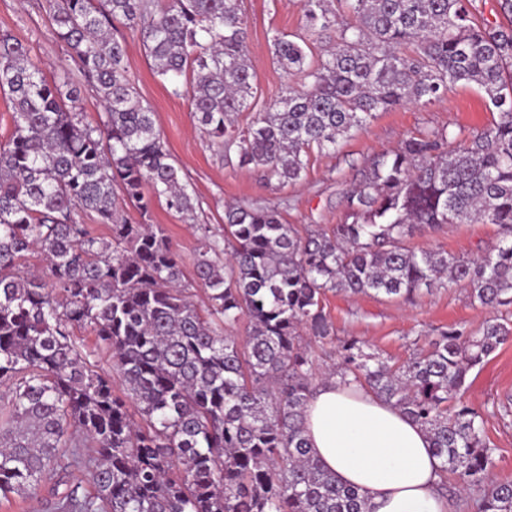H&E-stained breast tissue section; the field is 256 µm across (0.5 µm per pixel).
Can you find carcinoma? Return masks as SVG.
I'll return each mask as SVG.
<instances>
[{
	"instance_id": "1",
	"label": "carcinoma",
	"mask_w": 512,
	"mask_h": 512,
	"mask_svg": "<svg viewBox=\"0 0 512 512\" xmlns=\"http://www.w3.org/2000/svg\"><path fill=\"white\" fill-rule=\"evenodd\" d=\"M56 37L101 98L106 120L68 108L30 49L0 37V90L14 130L0 145V496L48 488L54 512H370L310 452L307 403L317 359L301 342L336 340L329 292L411 298L449 283L497 312L479 332L457 325L398 364L336 340L327 377L351 379L429 434L478 512H512L495 482L483 418L456 401L471 370L512 339V26L479 22L471 0H300L304 33L272 37L300 81L246 128L255 99L243 0H49ZM139 34L155 73L189 97L199 130L226 163L269 184H296L312 154L336 150L379 112L425 107L475 85L497 112L480 129L420 131L374 156L344 194L340 221L300 229L271 206H227L224 230L197 226V307L164 228L163 201L193 198L131 80L112 21ZM336 42L313 45L329 31ZM133 202L142 222L120 214ZM93 212L108 239L77 220ZM498 226L476 257L406 245L445 224ZM37 274L20 267L32 251ZM247 322L245 339L237 336ZM112 355L103 372L74 337ZM123 387L115 392L112 375ZM93 491L79 492L73 470Z\"/></svg>"
}]
</instances>
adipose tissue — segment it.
<instances>
[{
	"instance_id": "obj_1",
	"label": "adipose tissue",
	"mask_w": 512,
	"mask_h": 512,
	"mask_svg": "<svg viewBox=\"0 0 512 512\" xmlns=\"http://www.w3.org/2000/svg\"><path fill=\"white\" fill-rule=\"evenodd\" d=\"M305 430L314 457L358 487L373 512H451L428 433L358 385L335 378L319 387Z\"/></svg>"
}]
</instances>
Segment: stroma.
I'll return each mask as SVG.
<instances>
[{"label": "stroma", "instance_id": "stroma-1", "mask_svg": "<svg viewBox=\"0 0 512 512\" xmlns=\"http://www.w3.org/2000/svg\"><path fill=\"white\" fill-rule=\"evenodd\" d=\"M245 8L257 91L251 109L238 116L243 126L276 103L287 86L298 83L296 77L274 64L273 33L297 36L303 32L299 0H245ZM4 35L29 47L47 79L69 73L78 94L80 119L94 126L102 124L103 103L57 39L47 0H0V36ZM115 35L126 42L131 78L143 101L151 106L174 164L186 176L188 190L195 198L193 217L177 214L162 204L155 206L151 216L152 223L165 228L189 281L194 278L197 248L194 227L207 224L223 228L226 203L274 205L290 224H334L343 213L344 192L370 158L423 130L480 128L492 119L478 88L459 84L446 98L428 107L409 105L378 113L365 130L354 132L336 150L313 155L303 181L269 186L255 170L225 163L222 152L199 131L188 98L171 95L168 84L155 74L138 33L121 26ZM497 240L493 224H447L430 235L411 238L409 244L472 257ZM325 310L337 338L363 341L396 362L406 360L413 349L425 345L446 326L476 329L489 316L488 310L471 303L467 289L453 284L420 291L409 301L331 292ZM468 383L462 399L483 415L485 436L496 449L490 476L496 481H512V423L503 424L496 414L500 402L512 395V341L501 345L483 366L473 369Z\"/></svg>", "mask_w": 512, "mask_h": 512}]
</instances>
